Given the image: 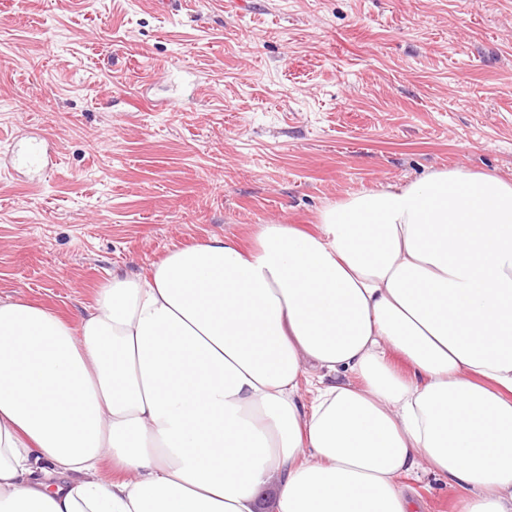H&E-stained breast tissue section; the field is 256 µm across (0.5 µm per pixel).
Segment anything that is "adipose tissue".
<instances>
[{
  "label": "adipose tissue",
  "mask_w": 512,
  "mask_h": 512,
  "mask_svg": "<svg viewBox=\"0 0 512 512\" xmlns=\"http://www.w3.org/2000/svg\"><path fill=\"white\" fill-rule=\"evenodd\" d=\"M421 471L512 512L510 180L437 169L312 233L210 236L73 318L0 299V512H414Z\"/></svg>",
  "instance_id": "1"
}]
</instances>
